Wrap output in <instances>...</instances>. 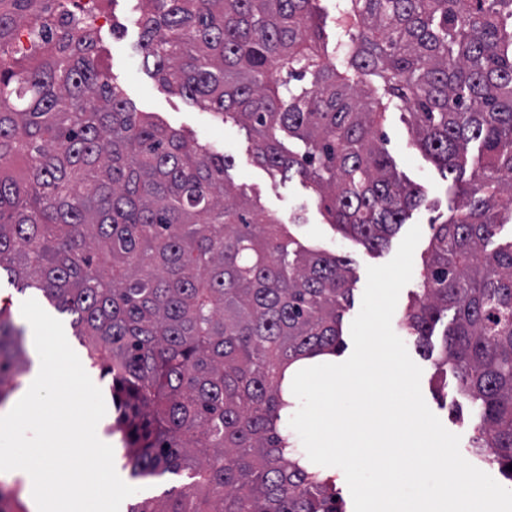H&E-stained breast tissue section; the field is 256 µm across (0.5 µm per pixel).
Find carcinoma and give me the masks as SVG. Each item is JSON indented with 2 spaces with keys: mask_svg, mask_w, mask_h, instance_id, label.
I'll list each match as a JSON object with an SVG mask.
<instances>
[{
  "mask_svg": "<svg viewBox=\"0 0 512 512\" xmlns=\"http://www.w3.org/2000/svg\"><path fill=\"white\" fill-rule=\"evenodd\" d=\"M145 66L253 138L254 160L310 184L324 217L382 250L424 202L379 130L390 105L465 199L430 225L422 291L401 321L472 403V452L512 481V0H137ZM29 52L14 53L24 25ZM296 140L293 150L277 138ZM232 159L139 112L99 62L94 21L55 0H0V274L72 316L111 377L124 467L186 476L128 512H343L279 428L295 362L333 355L348 260L297 244L234 192ZM28 370L0 309V405Z\"/></svg>",
  "mask_w": 512,
  "mask_h": 512,
  "instance_id": "1",
  "label": "carcinoma"
}]
</instances>
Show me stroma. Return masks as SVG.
Returning <instances> with one entry per match:
<instances>
[{
  "label": "stroma",
  "mask_w": 512,
  "mask_h": 512,
  "mask_svg": "<svg viewBox=\"0 0 512 512\" xmlns=\"http://www.w3.org/2000/svg\"><path fill=\"white\" fill-rule=\"evenodd\" d=\"M98 9L102 14V20L97 25L102 62L108 68L113 83L125 91L136 109L155 116L159 122L177 130L190 144L232 157L234 166L229 172L230 180L250 197L257 199L267 212L289 224L298 242L309 248L328 250L349 260L354 283L351 305L345 311L342 323L345 346L333 355L332 360L340 363L348 359L353 351L349 329L361 308L367 281L366 269L390 261L401 242L400 237H393L389 245L378 252L367 250L360 243L343 237L333 225L327 223L315 195L299 176L285 178L254 163V143L245 129L232 119L220 118L169 91L151 71L142 66L140 29L129 10L128 0H99ZM380 129L397 171L407 181L421 186L425 194L423 204L412 211L408 219L409 224L420 225L421 239L413 256L412 279L401 290L392 318L393 323L397 324L419 292L422 257L429 245L430 226L448 220L455 201L448 191L449 182L441 171L431 159L411 146L407 113L395 107L388 108ZM405 345L411 359L422 369L421 390L426 404L447 430L459 435L461 451L468 452L474 435L468 406L459 405L453 393L448 398H439L435 393L433 358L417 348L413 340H406ZM88 374L108 399L106 414L98 423L96 433L101 441L112 446L114 466L119 477L142 492L162 494L173 486V479L166 476L134 479L124 469V449L120 436L111 430L116 417L115 405L109 400L111 379L102 376L97 367L89 369Z\"/></svg>",
  "instance_id": "obj_1"
}]
</instances>
